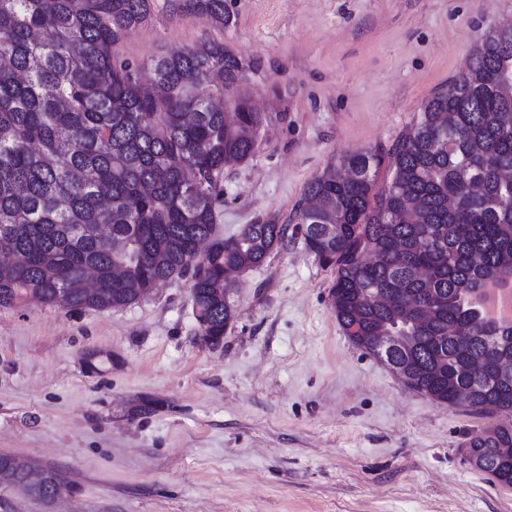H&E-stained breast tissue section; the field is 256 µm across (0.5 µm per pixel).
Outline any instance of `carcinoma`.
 Instances as JSON below:
<instances>
[{"label": "carcinoma", "mask_w": 512, "mask_h": 512, "mask_svg": "<svg viewBox=\"0 0 512 512\" xmlns=\"http://www.w3.org/2000/svg\"><path fill=\"white\" fill-rule=\"evenodd\" d=\"M155 2L0 0V306H57L63 293L71 310L122 308L184 278L198 325L222 336L235 316L225 274L261 266L285 241L288 225L272 218L215 232L224 169L252 159L264 122L243 89L255 64L208 37L151 59L146 81L114 56ZM163 5L232 22L225 0ZM224 94L227 111L214 105ZM304 195L315 208L297 212V231L336 271L346 335L366 337L369 353L387 337L407 387L498 415L466 453L512 486V377L499 373L512 325L470 303L488 279H512V40L505 50L488 30L389 149L339 157ZM89 270L107 289L95 301ZM0 479L43 497L4 463Z\"/></svg>", "instance_id": "cac0c4a2"}]
</instances>
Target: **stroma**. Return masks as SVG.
<instances>
[{
	"label": "stroma",
	"instance_id": "35a3bbf8",
	"mask_svg": "<svg viewBox=\"0 0 512 512\" xmlns=\"http://www.w3.org/2000/svg\"><path fill=\"white\" fill-rule=\"evenodd\" d=\"M211 28L156 8L116 50L136 63L202 33L256 61L264 124L224 171L216 233L275 218L284 244L233 285L217 349L186 279L130 306L0 307V455L62 479L44 502L0 483V512H512L466 441L498 421L406 387L351 344L294 233L304 188L339 156L391 147L512 0H226Z\"/></svg>",
	"mask_w": 512,
	"mask_h": 512
}]
</instances>
